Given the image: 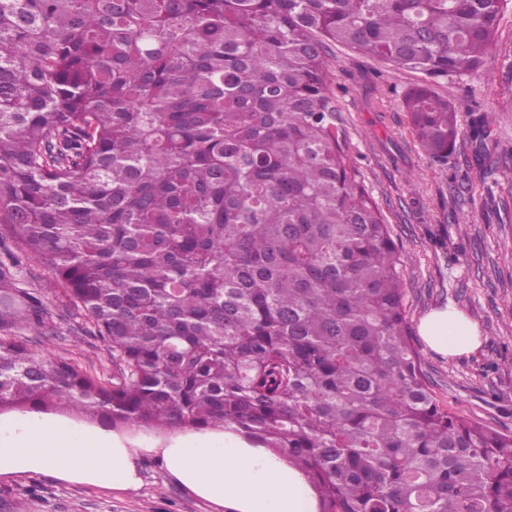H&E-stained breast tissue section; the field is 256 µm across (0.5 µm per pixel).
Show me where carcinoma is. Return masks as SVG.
Masks as SVG:
<instances>
[{
  "label": "carcinoma",
  "mask_w": 512,
  "mask_h": 512,
  "mask_svg": "<svg viewBox=\"0 0 512 512\" xmlns=\"http://www.w3.org/2000/svg\"><path fill=\"white\" fill-rule=\"evenodd\" d=\"M512 0H0V413L222 428L300 469L318 512H512V433L441 408L400 256L338 137L326 44L418 72L412 135L446 165L436 86L475 72ZM486 113L470 142L493 167ZM36 258L112 353L49 332ZM21 282L25 288L40 291L54 325L53 332L45 336L26 332L28 347L40 357L68 359L91 375L112 381V355L98 338L86 332L80 312L69 303L65 286L34 259L22 269Z\"/></svg>",
  "instance_id": "obj_1"
}]
</instances>
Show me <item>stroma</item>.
I'll list each match as a JSON object with an SVG mask.
<instances>
[{
    "mask_svg": "<svg viewBox=\"0 0 512 512\" xmlns=\"http://www.w3.org/2000/svg\"><path fill=\"white\" fill-rule=\"evenodd\" d=\"M512 11L500 22L497 43L477 73L449 79L438 93L461 126L473 107L486 112L497 133L491 149L512 146ZM327 83L340 110V143L376 200L401 255L406 320L433 396L467 421L512 433V175L478 165L460 139L447 166L417 145L403 108L404 91L418 73L340 47H331ZM23 287L40 291L54 330L28 334V346L48 360L64 358L91 375L112 377V356L91 336L64 287L37 260L21 271ZM454 306L477 323L481 345L446 357L421 338V319ZM139 489L117 492L64 485L48 476L0 480V512H215L175 484L154 459L140 464Z\"/></svg>",
    "mask_w": 512,
    "mask_h": 512,
    "instance_id": "35a3bbf8",
    "label": "stroma"
}]
</instances>
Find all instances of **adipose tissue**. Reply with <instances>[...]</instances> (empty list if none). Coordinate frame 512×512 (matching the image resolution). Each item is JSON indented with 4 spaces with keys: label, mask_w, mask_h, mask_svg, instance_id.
Masks as SVG:
<instances>
[{
    "label": "adipose tissue",
    "mask_w": 512,
    "mask_h": 512,
    "mask_svg": "<svg viewBox=\"0 0 512 512\" xmlns=\"http://www.w3.org/2000/svg\"><path fill=\"white\" fill-rule=\"evenodd\" d=\"M419 333L434 351L462 356L479 348L477 325L458 309L426 314ZM160 462L176 484L219 512H317L306 477L265 448L221 429L118 433L70 425L57 414H0V479L48 475L116 491L138 489L141 458Z\"/></svg>",
    "instance_id": "obj_1"
}]
</instances>
